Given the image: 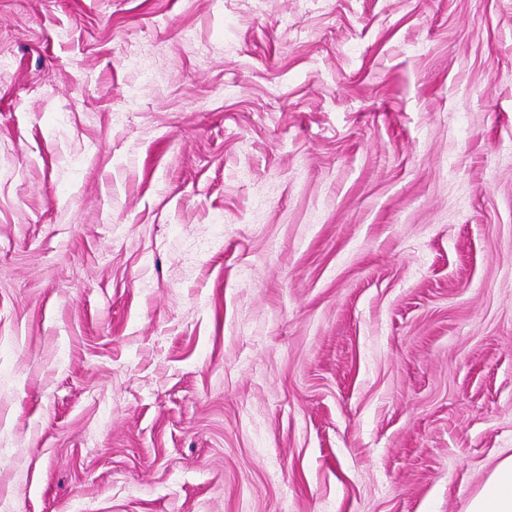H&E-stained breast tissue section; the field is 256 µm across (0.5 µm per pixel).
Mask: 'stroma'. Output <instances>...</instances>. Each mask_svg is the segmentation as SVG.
I'll list each match as a JSON object with an SVG mask.
<instances>
[{"mask_svg":"<svg viewBox=\"0 0 512 512\" xmlns=\"http://www.w3.org/2000/svg\"><path fill=\"white\" fill-rule=\"evenodd\" d=\"M512 452V0H0V512H467Z\"/></svg>","mask_w":512,"mask_h":512,"instance_id":"obj_1","label":"stroma"}]
</instances>
